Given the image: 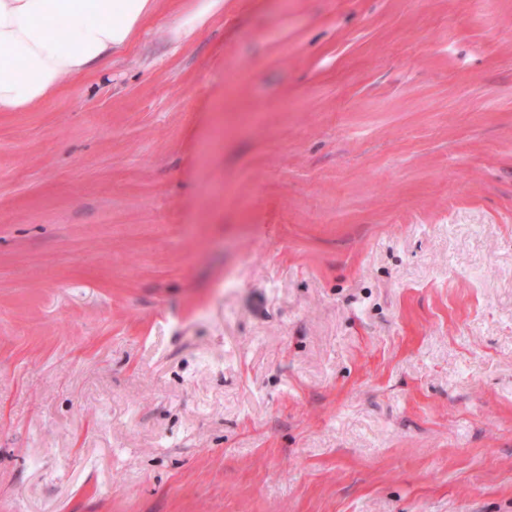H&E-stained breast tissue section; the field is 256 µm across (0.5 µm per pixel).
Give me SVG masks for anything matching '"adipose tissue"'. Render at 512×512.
<instances>
[{"label":"adipose tissue","mask_w":512,"mask_h":512,"mask_svg":"<svg viewBox=\"0 0 512 512\" xmlns=\"http://www.w3.org/2000/svg\"><path fill=\"white\" fill-rule=\"evenodd\" d=\"M161 0H0V112H29L128 47ZM61 21L66 39L50 21Z\"/></svg>","instance_id":"obj_1"}]
</instances>
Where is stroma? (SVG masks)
<instances>
[{
	"mask_svg": "<svg viewBox=\"0 0 512 512\" xmlns=\"http://www.w3.org/2000/svg\"><path fill=\"white\" fill-rule=\"evenodd\" d=\"M199 6L0 112V512H512V0Z\"/></svg>",
	"mask_w": 512,
	"mask_h": 512,
	"instance_id": "1",
	"label": "stroma"
}]
</instances>
